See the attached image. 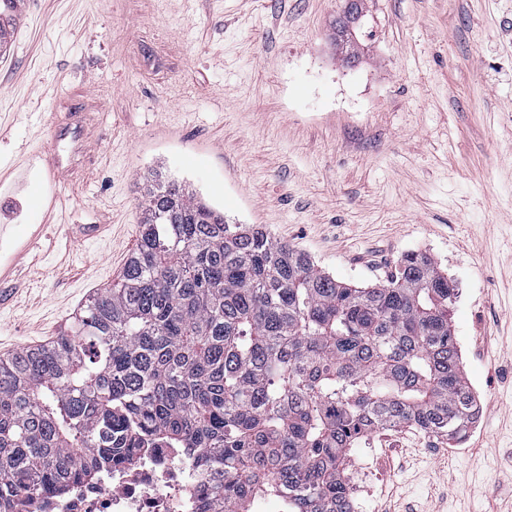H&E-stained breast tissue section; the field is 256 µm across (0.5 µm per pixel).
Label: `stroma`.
Instances as JSON below:
<instances>
[{
	"instance_id": "obj_1",
	"label": "stroma",
	"mask_w": 512,
	"mask_h": 512,
	"mask_svg": "<svg viewBox=\"0 0 512 512\" xmlns=\"http://www.w3.org/2000/svg\"><path fill=\"white\" fill-rule=\"evenodd\" d=\"M344 6L21 0L0 54V257L46 228L0 305V356L118 282L154 173L360 286L423 251L459 289L481 417L458 446L368 434L349 452L374 457L357 512H512V0H365L374 37L352 64Z\"/></svg>"
}]
</instances>
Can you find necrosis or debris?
I'll return each instance as SVG.
<instances>
[{"mask_svg": "<svg viewBox=\"0 0 512 512\" xmlns=\"http://www.w3.org/2000/svg\"><path fill=\"white\" fill-rule=\"evenodd\" d=\"M207 475L175 448L117 466L94 483H71L59 497L25 501V512H201Z\"/></svg>", "mask_w": 512, "mask_h": 512, "instance_id": "1", "label": "necrosis or debris"}]
</instances>
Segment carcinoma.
<instances>
[{"label": "carcinoma", "mask_w": 512, "mask_h": 512, "mask_svg": "<svg viewBox=\"0 0 512 512\" xmlns=\"http://www.w3.org/2000/svg\"><path fill=\"white\" fill-rule=\"evenodd\" d=\"M16 2L0 0V50ZM364 17L348 0L336 21L349 61ZM141 207L120 281L51 342L0 357V512L162 446L215 478L203 512H352L359 439L467 438L480 407L450 324L458 291L430 255L359 288L175 181L146 179Z\"/></svg>", "instance_id": "cac0c4a2"}]
</instances>
